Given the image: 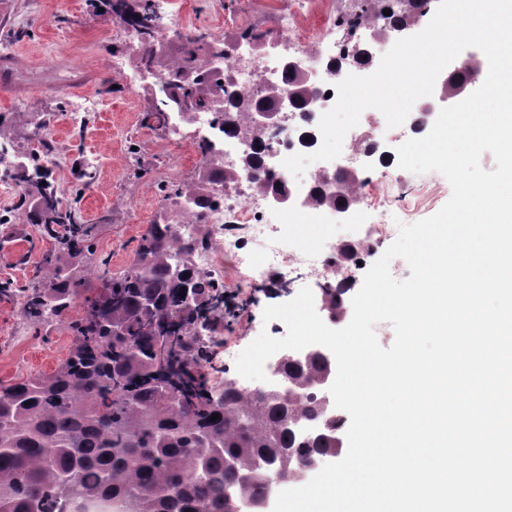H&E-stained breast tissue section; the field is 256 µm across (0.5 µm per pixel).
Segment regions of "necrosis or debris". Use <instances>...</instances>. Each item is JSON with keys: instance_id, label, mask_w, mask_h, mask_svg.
Returning <instances> with one entry per match:
<instances>
[{"instance_id": "1", "label": "necrosis or debris", "mask_w": 512, "mask_h": 512, "mask_svg": "<svg viewBox=\"0 0 512 512\" xmlns=\"http://www.w3.org/2000/svg\"><path fill=\"white\" fill-rule=\"evenodd\" d=\"M315 0H289L287 10L280 13L278 23L268 34L269 47L239 49L220 64L224 87L234 92L242 88L264 98L271 88L283 84L287 62L282 53L272 51V44L291 47L297 57L316 64L313 86L327 104L337 100L336 85L345 71L329 69L330 59L320 49L322 41L336 25L332 15H322L317 29L301 30L299 17L312 11ZM320 113L296 112L284 128L269 131L266 138L263 167L275 175L285 188L305 190L316 183V172H308L302 180H295L283 166L284 158L296 153H310L321 144L318 125ZM220 197L217 206L198 208L184 205L180 208L179 229L183 234L197 235L200 225L214 231L218 242L192 251L190 261L215 280L224 278V260L233 258L243 263L246 254L260 257L258 267L268 271L288 265H297L310 275L324 279L326 284L339 285L345 271L332 261L336 250L327 225L308 223V216L321 215V208L308 205L304 196L290 200L288 205L273 203L272 195L258 191L250 175L239 174L229 181L214 185Z\"/></svg>"}]
</instances>
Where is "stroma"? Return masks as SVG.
<instances>
[{
    "instance_id": "35a3bbf8",
    "label": "stroma",
    "mask_w": 512,
    "mask_h": 512,
    "mask_svg": "<svg viewBox=\"0 0 512 512\" xmlns=\"http://www.w3.org/2000/svg\"><path fill=\"white\" fill-rule=\"evenodd\" d=\"M288 0H163L164 23L212 38L228 40L251 25L272 29ZM136 43L124 27L102 15L94 0H0V130L13 146L11 161L32 153L63 159L55 171L60 189L70 187V166L81 161L94 173L79 204L83 223L92 229L96 254L111 272L124 270L135 258L139 237L151 224L178 223L177 211L167 206V187L189 180L201 165L195 143L180 139L173 129L154 130L140 123L151 97L133 63ZM124 70H108L113 59ZM94 102L89 123L80 125L72 113L77 102ZM378 151L359 157L361 175L380 188L411 191L428 182L434 199L417 214L407 209H366L357 203L349 223L332 228L335 242L354 241L369 246L362 265L353 272L351 291H358L364 274L395 241L400 224H412L437 213L450 199L452 188L440 173L415 174L398 167L399 129L380 127ZM23 190L0 171V283L26 288L43 277V259L53 244L38 226L28 223L17 205ZM276 273L258 288L240 278L235 267L224 271L225 288L248 293L244 319L225 328L231 367L261 331L275 337L286 334L283 322L264 321L266 306L290 301L276 286ZM73 337L67 325L32 327L16 302H0V381L19 376L49 374L66 358Z\"/></svg>"
}]
</instances>
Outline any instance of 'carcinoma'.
I'll list each match as a JSON object with an SVG mask.
<instances>
[{"instance_id": "cac0c4a2", "label": "carcinoma", "mask_w": 512, "mask_h": 512, "mask_svg": "<svg viewBox=\"0 0 512 512\" xmlns=\"http://www.w3.org/2000/svg\"><path fill=\"white\" fill-rule=\"evenodd\" d=\"M104 2L110 15L121 5L145 65L164 71L166 82L142 113L143 125L162 128L177 106L203 105L224 92V77L210 74L204 37L181 35L179 56L156 55L152 42L162 25L153 0ZM423 2L408 0L392 11L387 30L407 25ZM351 8L338 24L355 39L389 5L352 0ZM284 86L299 98L309 91L297 71L287 73ZM253 101L249 90L234 94L215 123L224 134H241L261 147L264 131L244 123ZM198 150L202 165L194 179L167 195L177 204L212 203V147L201 139ZM12 177L24 186L20 206L29 222L41 225L55 248L44 265L49 283L5 284L0 301L20 300L22 317L38 326L74 308L81 315L68 323L73 346L53 373L0 385V512H73L75 499L118 503L124 512H227L230 495L241 503L263 498L269 471L291 473L315 457L338 456L329 438L343 426L324 419L312 391L325 372L320 358L284 365L288 392L275 397L228 383L219 393L182 369L188 352L195 365L207 362L212 345L198 329L224 316V283L185 260L205 238L189 243L174 224L150 225L135 260L118 275L103 271L100 293L91 300L83 296L84 277L76 268L96 272V250L79 211L63 202L51 160L32 155ZM345 294L344 288L327 289L326 311L348 310ZM300 418L321 421L325 438L298 434L294 421Z\"/></svg>"}]
</instances>
